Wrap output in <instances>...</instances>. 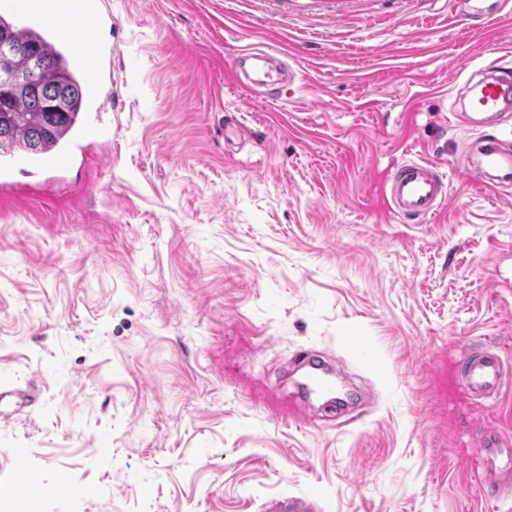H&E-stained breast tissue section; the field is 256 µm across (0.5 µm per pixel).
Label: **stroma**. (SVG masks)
Segmentation results:
<instances>
[{"label":"stroma","mask_w":512,"mask_h":512,"mask_svg":"<svg viewBox=\"0 0 512 512\" xmlns=\"http://www.w3.org/2000/svg\"><path fill=\"white\" fill-rule=\"evenodd\" d=\"M115 100L66 171L0 182V487L26 512H512L482 496L471 425L512 435V388L463 397L467 348L512 365V192L453 167L467 77L512 62V0H106ZM254 47L277 98L233 77ZM448 171L435 217L403 224L384 179ZM308 348L335 419L290 373ZM80 496L56 490L60 478ZM294 362L302 367H309L311 371L310 380L318 390L331 392L335 389L331 378L334 369L331 360L321 356L311 355L307 351H300ZM39 402V391L37 389L36 376L32 377L23 384L12 386L8 389L0 390V415L1 407H10V414L18 413L24 409L31 408ZM265 512H316L317 505L307 497L281 496L270 499L264 505Z\"/></svg>","instance_id":"35a3bbf8"}]
</instances>
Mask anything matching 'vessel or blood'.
<instances>
[{"label":"vessel or blood","mask_w":512,"mask_h":512,"mask_svg":"<svg viewBox=\"0 0 512 512\" xmlns=\"http://www.w3.org/2000/svg\"><path fill=\"white\" fill-rule=\"evenodd\" d=\"M0 16L15 18L24 26L39 31L57 48L67 50L66 61L80 72L85 91L99 110L107 105L101 100L103 89L112 78V13L104 0H0ZM235 78L247 80L257 88H270L285 83L282 69L270 63L261 49H244L235 57ZM472 111L482 113L487 125L499 123L512 112V76L502 73L479 81L471 102ZM480 166L492 170L493 179L484 181V188L499 191L512 187V148L500 140H489L479 146ZM69 149L55 150L38 158L20 155L18 173L36 175L43 167L64 164ZM448 178L432 162L409 159L394 168L384 182L389 211L402 223L418 224L435 216L446 204ZM296 364L310 368V380L318 390L334 388L333 365L330 360L308 352H299ZM462 389L474 399H493L512 386V371L500 354L481 347L466 354L461 362ZM39 391L35 379L0 390V407L21 412L35 406ZM481 456L483 486L501 493L512 491V439L498 427L482 424L476 428ZM264 512H317L314 501L298 496L270 499Z\"/></svg>","instance_id":"vessel-or-blood-1"}]
</instances>
